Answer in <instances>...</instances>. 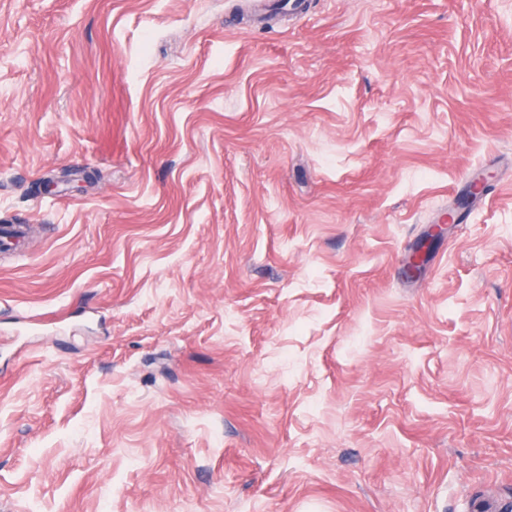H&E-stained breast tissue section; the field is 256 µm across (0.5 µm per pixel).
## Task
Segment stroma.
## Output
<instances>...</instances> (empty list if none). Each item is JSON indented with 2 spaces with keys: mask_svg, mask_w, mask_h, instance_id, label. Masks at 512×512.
<instances>
[{
  "mask_svg": "<svg viewBox=\"0 0 512 512\" xmlns=\"http://www.w3.org/2000/svg\"><path fill=\"white\" fill-rule=\"evenodd\" d=\"M270 3L0 0V512L512 498V0Z\"/></svg>",
  "mask_w": 512,
  "mask_h": 512,
  "instance_id": "35a3bbf8",
  "label": "stroma"
}]
</instances>
